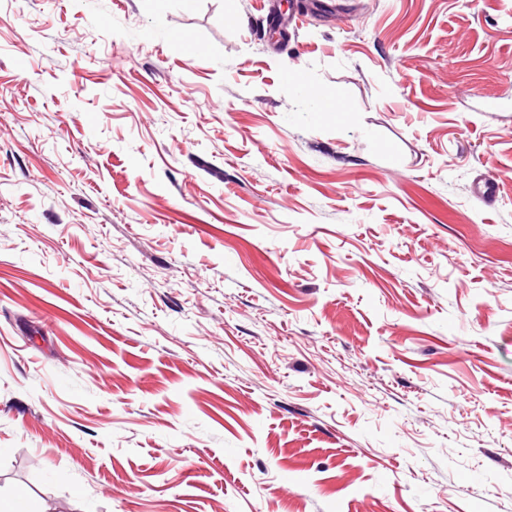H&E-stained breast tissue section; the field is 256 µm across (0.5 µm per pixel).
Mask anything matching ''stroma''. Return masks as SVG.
Instances as JSON below:
<instances>
[{
    "mask_svg": "<svg viewBox=\"0 0 512 512\" xmlns=\"http://www.w3.org/2000/svg\"><path fill=\"white\" fill-rule=\"evenodd\" d=\"M271 10L0 0V497L512 512V0Z\"/></svg>",
    "mask_w": 512,
    "mask_h": 512,
    "instance_id": "1",
    "label": "stroma"
}]
</instances>
